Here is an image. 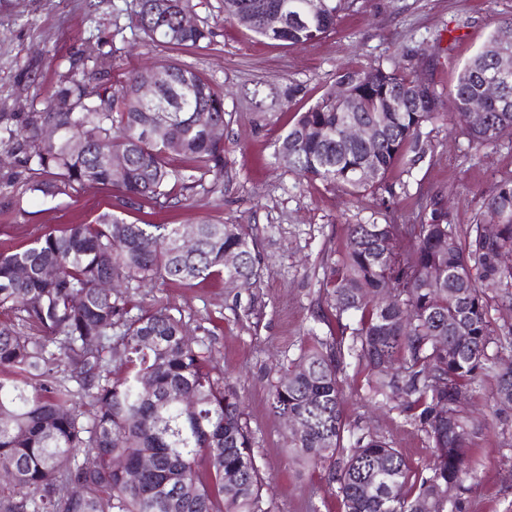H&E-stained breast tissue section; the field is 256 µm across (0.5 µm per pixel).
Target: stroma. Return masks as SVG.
I'll use <instances>...</instances> for the list:
<instances>
[{"mask_svg": "<svg viewBox=\"0 0 512 512\" xmlns=\"http://www.w3.org/2000/svg\"><path fill=\"white\" fill-rule=\"evenodd\" d=\"M198 25L211 32L204 48L145 43L132 28L136 0H0V113L13 120L40 110L85 41L113 51V73L172 59L212 80L224 93V175L207 194L159 209L126 210L138 224H242L261 259L256 284L228 288L217 279L192 286L153 282L134 289L142 308L182 315L202 338L212 364L243 401L262 478V495L278 512H342L329 467L301 465L287 446L270 394L283 366L336 335L331 272L352 224H416L420 203L443 192L458 234L476 223L486 198L512 176V133L482 151L443 123L422 129L427 154L408 177L406 193L387 187L355 201L340 190L297 177L274 164V146L336 80L343 67L418 69L455 113L453 86L466 61L497 26L512 21V0H349L335 29L311 45L288 46L225 20L224 0H195ZM302 92L289 97L288 88ZM29 173L0 163V252L28 244L40 231L88 224L115 203L111 186L88 183L57 197L33 193ZM368 371L350 368L342 411L348 427L384 438L412 466L428 463L431 443L391 403L371 400ZM476 480L454 493V512H512V410L496 430L480 431L469 448Z\"/></svg>", "mask_w": 512, "mask_h": 512, "instance_id": "1", "label": "stroma"}]
</instances>
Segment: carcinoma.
I'll use <instances>...</instances> for the list:
<instances>
[{
    "label": "carcinoma",
    "instance_id": "carcinoma-1",
    "mask_svg": "<svg viewBox=\"0 0 512 512\" xmlns=\"http://www.w3.org/2000/svg\"><path fill=\"white\" fill-rule=\"evenodd\" d=\"M288 3V23L268 30L267 17ZM224 0V20L249 18L247 29L290 46L312 43L336 26L347 0ZM193 0H137L132 27L157 46L200 48L210 31L185 29ZM503 57L512 59V22L460 71L453 89L454 123L479 151L512 132V88L486 104L485 127L467 120L470 100ZM157 112L138 86L146 72L112 75V50L88 41L39 112L20 125L0 123V153L33 174L44 196L67 195L86 183L110 185L114 210L0 253V512H274L261 494L254 442L237 393L224 385L182 317L165 307L136 314L127 288L145 281L190 284L224 278L227 288L254 280L255 244L241 224H194L196 249L180 248V224H134L118 210L144 202L169 208L207 191L224 173V142L200 124L224 123V93L173 60L155 66ZM336 81L356 101L348 110L326 91L278 141L273 158L300 177L360 197L394 169L409 176L426 154L423 126L448 120L440 93L413 72L343 68ZM350 124L371 127L368 143L347 141ZM61 135L43 137L46 126ZM419 224H351L328 282L339 334L292 360L271 392V408L300 428L288 448L303 465H329L343 512H448V488L474 476L467 455L472 418L466 401L477 381L494 385L491 428L512 409V367L499 354L512 335L489 318L488 292L512 289V179L499 182L466 243L448 224L443 196L433 195ZM495 224L488 235L484 225ZM234 256L230 266L226 258ZM53 268L56 274L45 275ZM36 329L20 336L13 320ZM55 347L52 352L49 347ZM67 361L70 385L56 377L55 354ZM365 365L371 398L401 402L434 448L413 469L404 455L369 432L344 445L341 409L348 366ZM88 397L87 416L76 399ZM193 400L188 407L183 399ZM82 459H77L78 453ZM152 460L140 470L143 459ZM121 459V470L113 462ZM82 487L81 496L70 494Z\"/></svg>",
    "mask_w": 512,
    "mask_h": 512
}]
</instances>
